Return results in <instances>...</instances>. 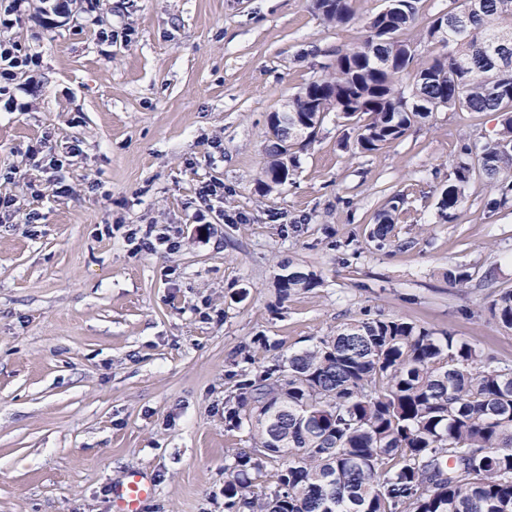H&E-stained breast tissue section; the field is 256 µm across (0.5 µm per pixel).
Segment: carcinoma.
<instances>
[{
  "label": "carcinoma",
  "instance_id": "cac0c4a2",
  "mask_svg": "<svg viewBox=\"0 0 512 512\" xmlns=\"http://www.w3.org/2000/svg\"><path fill=\"white\" fill-rule=\"evenodd\" d=\"M385 0L360 42L320 65L288 100V140L317 135L335 112L357 127L354 148L375 154L434 112H495L496 137L465 139L437 202L450 222L474 178L512 204V0ZM326 27L355 20L353 0H310ZM277 132L260 185L288 183L296 157ZM405 203L388 199L372 236L391 234ZM284 296L318 286L281 265ZM449 284L470 272L451 267ZM488 312L512 329V289ZM229 429L247 427L251 448L226 469L224 512H512V364L402 317L365 318L320 336L308 349L237 384L224 406ZM280 463L267 491L251 474Z\"/></svg>",
  "mask_w": 512,
  "mask_h": 512
}]
</instances>
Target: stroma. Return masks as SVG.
Here are the masks:
<instances>
[{
	"instance_id": "35a3bbf8",
	"label": "stroma",
	"mask_w": 512,
	"mask_h": 512,
	"mask_svg": "<svg viewBox=\"0 0 512 512\" xmlns=\"http://www.w3.org/2000/svg\"><path fill=\"white\" fill-rule=\"evenodd\" d=\"M383 3L355 0L336 29L307 0H0L7 38L40 56L16 108L0 105V192L17 198L0 219V512H113L132 472L155 488L145 512H224L225 469L250 445L224 425L241 373L367 311L512 361L487 311L512 289V209L488 211L481 180L454 222L437 209L462 138L484 144L498 114L436 112L364 156L330 113L287 184H258L268 115ZM46 135L80 146L62 170L28 152ZM213 180L228 219L206 225ZM396 194L404 213L377 244ZM132 224L177 227L180 246L134 253ZM285 261L319 286L281 296ZM451 266L470 284H448ZM198 200L200 206L204 209H199L200 217L202 220H206V213H215V217L218 221L224 222V207L222 210L215 208L214 202L221 203L224 199V184L221 182H211L202 186L198 191ZM405 203L402 195H395L388 199L382 209L375 216V227L372 236L380 241H385L391 234L394 224L397 223L399 214Z\"/></svg>"
}]
</instances>
